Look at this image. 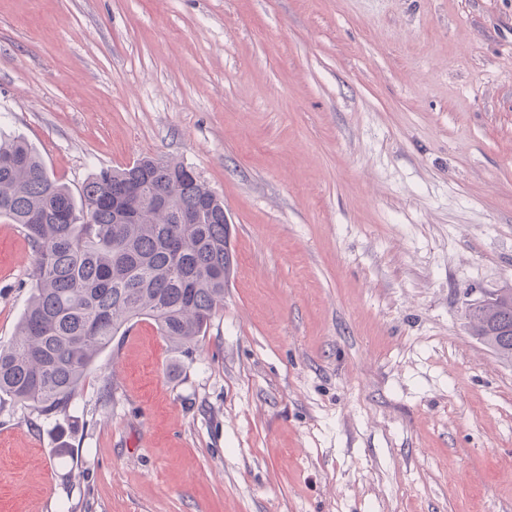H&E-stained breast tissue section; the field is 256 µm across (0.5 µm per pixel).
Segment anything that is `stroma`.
<instances>
[{"label": "stroma", "mask_w": 512, "mask_h": 512, "mask_svg": "<svg viewBox=\"0 0 512 512\" xmlns=\"http://www.w3.org/2000/svg\"><path fill=\"white\" fill-rule=\"evenodd\" d=\"M0 134L79 191L151 156L224 202L192 354L151 320L68 415L0 406V512H512V0H0ZM33 252L0 217V343ZM493 304L484 305L470 319L474 336L500 359L512 362V288H500Z\"/></svg>", "instance_id": "stroma-1"}]
</instances>
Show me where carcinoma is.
Wrapping results in <instances>:
<instances>
[{
	"mask_svg": "<svg viewBox=\"0 0 512 512\" xmlns=\"http://www.w3.org/2000/svg\"><path fill=\"white\" fill-rule=\"evenodd\" d=\"M164 195L195 224L152 202ZM80 202L50 177L35 149L0 136V216L31 245L33 293L13 339L0 344V400L40 416L67 415L95 359L132 322L147 318L175 348L193 350L233 267L224 203L180 162L145 157L101 169ZM126 205L125 223L116 212ZM470 319L473 334L512 362V288Z\"/></svg>",
	"mask_w": 512,
	"mask_h": 512,
	"instance_id": "1",
	"label": "carcinoma"
}]
</instances>
